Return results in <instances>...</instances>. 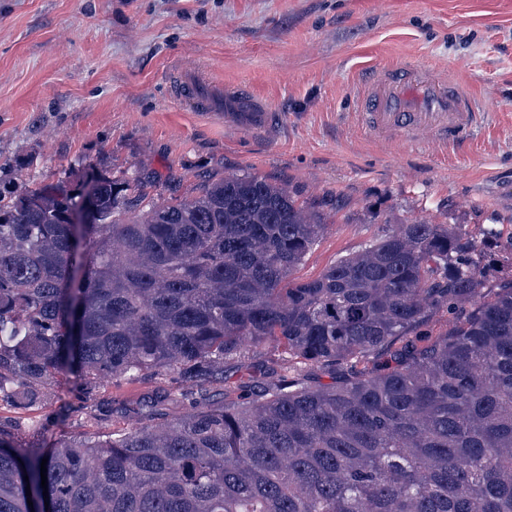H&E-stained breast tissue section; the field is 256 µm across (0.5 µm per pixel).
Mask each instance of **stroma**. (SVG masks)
Listing matches in <instances>:
<instances>
[{
  "label": "stroma",
  "instance_id": "stroma-1",
  "mask_svg": "<svg viewBox=\"0 0 512 512\" xmlns=\"http://www.w3.org/2000/svg\"><path fill=\"white\" fill-rule=\"evenodd\" d=\"M412 62L468 88L484 126L443 150L382 142L357 112L371 66ZM248 87L268 127L233 125L180 99ZM87 167L148 178L152 198L207 177L252 174L288 187L329 226L295 273L317 276L375 239L384 221L512 232V0H0V191L72 181ZM279 371L316 386L322 368L248 345L207 385L211 403L261 392ZM176 374L102 383L77 400L59 374L41 403L0 400L18 435L48 443L123 433L134 408L179 389Z\"/></svg>",
  "mask_w": 512,
  "mask_h": 512
}]
</instances>
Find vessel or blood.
<instances>
[{"label": "vessel or blood", "instance_id": "vessel-or-blood-1", "mask_svg": "<svg viewBox=\"0 0 512 512\" xmlns=\"http://www.w3.org/2000/svg\"><path fill=\"white\" fill-rule=\"evenodd\" d=\"M359 116L374 137L414 148L427 140L444 148L463 143L484 119L470 92L417 64L371 69Z\"/></svg>", "mask_w": 512, "mask_h": 512}]
</instances>
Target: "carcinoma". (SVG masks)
Wrapping results in <instances>:
<instances>
[{"mask_svg": "<svg viewBox=\"0 0 512 512\" xmlns=\"http://www.w3.org/2000/svg\"><path fill=\"white\" fill-rule=\"evenodd\" d=\"M327 227L254 175L148 201L95 170L0 198V394L39 403L63 372L87 401L108 379L183 382L121 434L46 448L0 422V512H512V280L488 287L473 236L427 219L291 279ZM440 312L444 334H414ZM248 343L332 382L205 403Z\"/></svg>", "mask_w": 512, "mask_h": 512, "instance_id": "obj_1", "label": "carcinoma"}]
</instances>
